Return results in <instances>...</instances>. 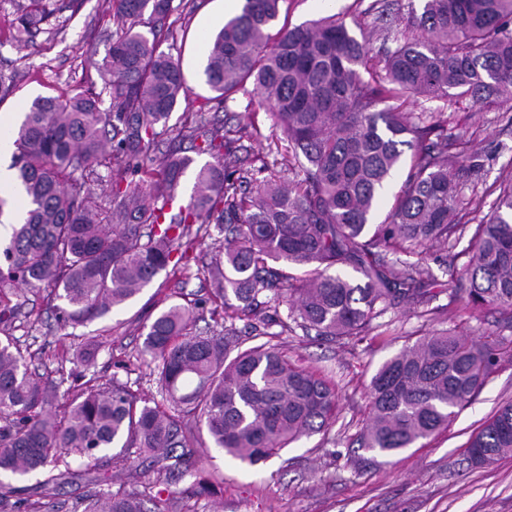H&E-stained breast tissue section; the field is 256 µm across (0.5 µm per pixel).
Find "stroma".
I'll use <instances>...</instances> for the list:
<instances>
[{
	"mask_svg": "<svg viewBox=\"0 0 512 512\" xmlns=\"http://www.w3.org/2000/svg\"><path fill=\"white\" fill-rule=\"evenodd\" d=\"M183 2L184 17L163 42L164 50L180 57L193 89L189 100L174 110V125L210 94L203 77L204 46L226 19L224 0ZM14 18L12 0H0V71L15 78V91L0 101V113L11 114L18 124L36 96L100 91L97 65L110 47L109 34L120 29L108 0H82L77 12H63L59 24L40 34L32 48L12 41ZM442 110L449 129L465 130L481 153L482 168L466 195L492 204L502 180L512 172V125L498 111H476L464 103ZM216 116L247 125L253 133L240 152L242 171L254 174L267 166L282 179L295 180L297 171L287 160L286 144L277 139L274 120L257 95L249 90L232 95ZM470 246L466 233L454 248L437 252L429 263L431 301L388 309L357 344L322 343L299 328L280 337V348L289 360L335 387V423L327 432L301 438L255 466L210 445L199 448L201 475L221 491L213 498L188 502L183 512H512V456L476 469L465 462L471 436L499 404L512 399L510 363L500 366L448 429L424 445L382 456L353 443L367 418V385L384 361L439 329L476 338L496 334V310L475 311L453 297L451 274L463 267ZM214 256L213 238L199 234L181 271L159 275L123 308L87 327V335L99 345L96 370L101 382L115 379L137 395L158 398L154 378L139 365L145 326L164 305L178 301L200 304L197 329L215 330L210 311L203 306L210 290L203 269ZM14 301L20 312L11 325L12 335L30 352L31 371L56 378L55 355L65 345L64 331L46 291L21 293Z\"/></svg>",
	"mask_w": 512,
	"mask_h": 512,
	"instance_id": "35a3bbf8",
	"label": "stroma"
}]
</instances>
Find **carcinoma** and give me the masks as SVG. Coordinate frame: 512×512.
<instances>
[{"instance_id": "carcinoma-1", "label": "carcinoma", "mask_w": 512, "mask_h": 512, "mask_svg": "<svg viewBox=\"0 0 512 512\" xmlns=\"http://www.w3.org/2000/svg\"><path fill=\"white\" fill-rule=\"evenodd\" d=\"M79 2L22 0L13 40L34 44ZM173 2L111 0L122 29L102 61L101 92L39 96L18 128L13 168L27 210L0 247V475L43 479L23 489L0 481V512H59L53 491L64 485L83 489L72 512H177L173 498L153 488L191 477L178 500L215 494L196 467L192 431L256 465L326 431L337 406L336 390L291 364L267 332L255 326L244 338L226 326L197 334L195 308L178 302L145 326L140 353L163 403L117 382L97 384L90 340L57 354L58 372L74 365L67 376L39 378L8 333L16 288H51L58 322L76 338L75 330L189 261L197 224L219 236L221 257L206 273L221 308L248 318L269 292L275 306L287 307L282 331L292 321L319 340L361 339L388 308L427 302L425 261L464 232L453 219L479 206L464 194L482 167L475 146L448 129L440 111L402 107L424 97L512 111V0H408L394 14L376 0L383 40L402 24L412 32L377 57L370 39L356 37L336 13L272 36L285 0H244L205 44L204 83L223 101L252 84L302 173L288 184L274 174L248 182L221 154L252 136L248 126L215 119L202 105L168 125L192 93L180 59L160 49ZM375 58L381 70L366 80L360 68ZM163 135L168 148L157 152ZM186 140L215 162L198 169L189 203L168 219L158 202L172 197L193 163L181 148ZM406 149V180L384 221L372 224ZM102 171L112 185L105 196L88 187ZM472 245L456 292L469 307L499 313L497 336L437 331L387 359L369 381L358 447L392 455L430 438L512 362V174ZM389 252L418 259L388 261ZM285 265L308 267L310 276L298 281ZM507 456L511 400L466 449L472 468ZM114 468L132 478L116 491Z\"/></svg>"}]
</instances>
